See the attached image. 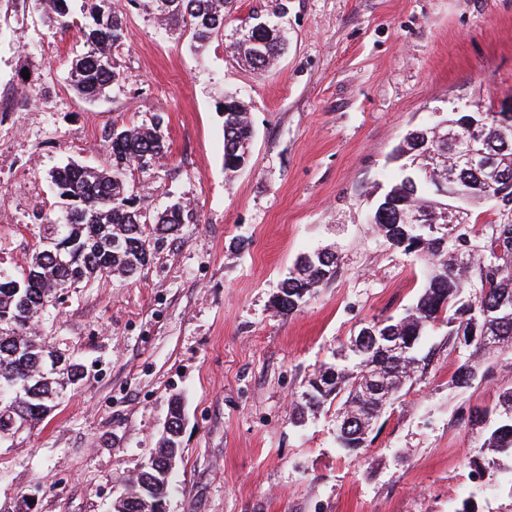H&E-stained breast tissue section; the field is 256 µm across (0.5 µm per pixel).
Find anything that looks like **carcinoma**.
I'll list each match as a JSON object with an SVG mask.
<instances>
[{"label":"carcinoma","instance_id":"carcinoma-1","mask_svg":"<svg viewBox=\"0 0 512 512\" xmlns=\"http://www.w3.org/2000/svg\"><path fill=\"white\" fill-rule=\"evenodd\" d=\"M71 0H35L52 26L80 35L87 51L71 65L74 91L88 101L106 97L118 81L112 50L123 42L122 16L112 0H83L74 17ZM165 25L184 28L196 50L224 30L230 0H141ZM275 26L259 21L233 43L250 68L267 71L283 50ZM224 172L246 162L253 127L245 109L225 99ZM448 126L426 125L409 133L397 149L400 180L387 190L371 223L393 247L413 255L426 275L416 303L404 314L369 323L374 336L348 340L308 380L293 412L298 422L336 403V446L350 457L367 447L373 421L400 398L421 369L422 337L441 323L448 346L468 350L452 382L470 386L481 362L512 346V122L503 125L490 112H450ZM163 118L148 124L112 128V163L101 170L69 162L50 174L59 211L40 217V232L25 264L0 271V431L35 428L78 385L82 366L39 341L31 327L56 308L77 277L132 278L150 263L152 240L175 232L189 217L173 204L151 218L131 206L128 174L137 161L165 153ZM492 203L495 219L476 230L475 209ZM416 213L429 223L415 224ZM447 226L446 245L430 226ZM336 274V257L326 251L301 256L281 283L273 307L279 315L299 311ZM504 411L489 430L484 447L512 460V388L499 396ZM184 410L175 398L169 407L160 448L148 458L112 512H167L173 461L180 456Z\"/></svg>","mask_w":512,"mask_h":512}]
</instances>
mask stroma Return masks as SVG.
I'll return each instance as SVG.
<instances>
[{
  "label": "stroma",
  "mask_w": 512,
  "mask_h": 512,
  "mask_svg": "<svg viewBox=\"0 0 512 512\" xmlns=\"http://www.w3.org/2000/svg\"><path fill=\"white\" fill-rule=\"evenodd\" d=\"M125 38L105 99L72 89L76 32L55 33L33 0H0V268L31 254L40 213L56 210L50 171L108 164L106 131L164 119L168 150L130 182L154 216L181 202L190 222L151 244L132 280L82 283L40 329L84 369L29 432L0 441V512H111L159 446L169 401L185 423L168 512H512V461L493 480L487 429L461 410L497 412L512 348L470 387L451 376L465 351L443 325L432 359L373 426L360 457L336 448V409L293 419L309 376L350 336L412 306L424 266L390 247L369 215L414 128L464 106L512 102V0H233L204 52L134 0H112ZM285 50L265 73L232 54L252 18ZM254 128L248 164L224 171L225 98ZM335 253V278L297 313L272 300L296 259Z\"/></svg>",
  "instance_id": "1"
}]
</instances>
